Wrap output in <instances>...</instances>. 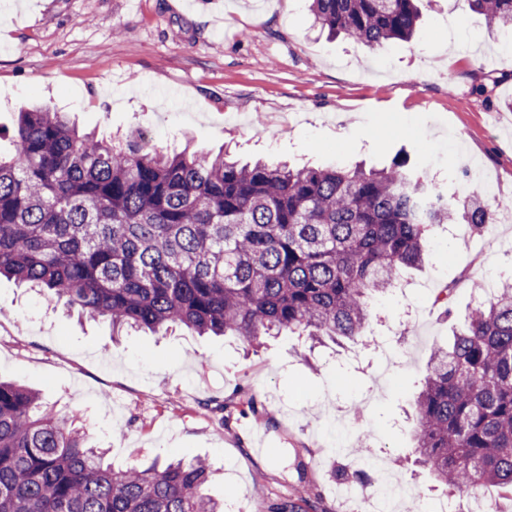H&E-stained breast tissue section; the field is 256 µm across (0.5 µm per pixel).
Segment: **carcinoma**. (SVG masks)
Returning <instances> with one entry per match:
<instances>
[{"instance_id":"cac0c4a2","label":"carcinoma","mask_w":512,"mask_h":512,"mask_svg":"<svg viewBox=\"0 0 512 512\" xmlns=\"http://www.w3.org/2000/svg\"><path fill=\"white\" fill-rule=\"evenodd\" d=\"M421 0H309L315 23L364 46L411 38ZM512 33V0H458ZM404 157L365 170L169 154L79 134L49 105L18 113L0 152V276L44 288L112 333L187 327L253 345L288 330L361 336L371 301L425 260L437 226L479 232L480 198L428 202ZM433 354L414 405L415 462L448 494L512 496V276ZM76 413L0 382V512H224L200 459L114 469ZM303 490L257 512H306Z\"/></svg>"}]
</instances>
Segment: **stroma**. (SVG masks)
Here are the masks:
<instances>
[{"mask_svg": "<svg viewBox=\"0 0 512 512\" xmlns=\"http://www.w3.org/2000/svg\"><path fill=\"white\" fill-rule=\"evenodd\" d=\"M43 103L81 130L144 131L171 153L368 169L403 154L425 171L475 162L500 185L495 233L436 237L341 346L288 332L256 349L187 329L116 338L0 278V379L79 411L113 467L203 457L208 494L238 512L302 482L318 512H349L333 470L378 455L410 492L399 512H430L446 489L412 464L413 400L512 257V53L498 29L457 0H432L410 40L373 48L314 26L306 0H0V147L18 109Z\"/></svg>", "mask_w": 512, "mask_h": 512, "instance_id": "obj_1", "label": "stroma"}]
</instances>
